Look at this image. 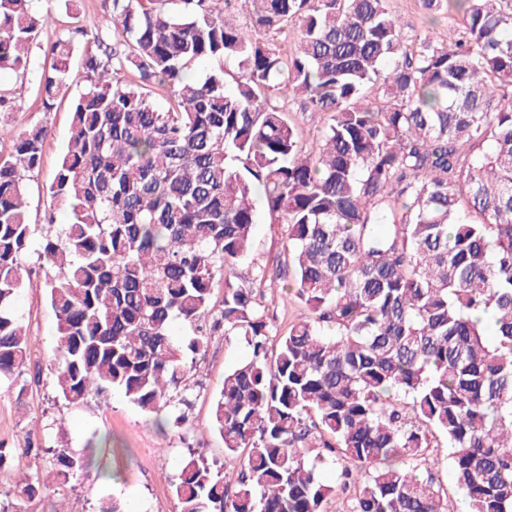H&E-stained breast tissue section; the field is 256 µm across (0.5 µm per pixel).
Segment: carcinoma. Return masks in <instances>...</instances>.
Listing matches in <instances>:
<instances>
[{
  "mask_svg": "<svg viewBox=\"0 0 512 512\" xmlns=\"http://www.w3.org/2000/svg\"><path fill=\"white\" fill-rule=\"evenodd\" d=\"M507 3L420 0L454 24L408 40L385 0H111L112 42L82 26L45 51V108L79 42L88 82L45 186L72 222L39 250L59 395L80 404L119 388L163 426L211 336L250 347L213 407L237 473L184 460L180 512H331L338 487L354 489L351 512H448L418 468L440 438L467 512H512ZM41 26L32 0H0V70L31 72ZM283 34L289 53L273 43ZM201 59L215 66L196 82L187 68ZM277 98L328 114L316 153ZM48 133L25 130L0 157V383L30 347L16 313L36 231L24 197ZM257 194L283 226L285 259L246 280L236 267ZM272 277L304 307L275 342L261 291ZM176 320L188 340L172 336ZM309 448L349 462L336 486ZM91 464L56 456L59 476Z\"/></svg>",
  "mask_w": 512,
  "mask_h": 512,
  "instance_id": "cac0c4a2",
  "label": "carcinoma"
}]
</instances>
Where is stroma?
<instances>
[{"label":"stroma","instance_id":"1","mask_svg":"<svg viewBox=\"0 0 512 512\" xmlns=\"http://www.w3.org/2000/svg\"><path fill=\"white\" fill-rule=\"evenodd\" d=\"M407 36L439 34L448 28V19L428 23L419 0H386ZM33 10L44 15L40 49L34 50L35 65H43L44 44L65 37L79 26L112 34L109 0H77L66 7L63 0H33ZM0 90L9 92L14 107L0 112V125L21 132L34 124L51 130L39 167L31 173L27 206L31 223L39 232L49 224L71 221L64 207H50L44 194L70 135L69 104L57 103L45 111L34 77L19 78L9 70L0 72ZM283 239L278 225L258 212L253 248L238 265L239 273L251 275L258 266H273L283 258ZM23 264L27 270L17 309L28 330L30 352L13 383L0 385V446L11 449L8 463L0 468V492H13L19 476H29L39 489L26 500V512H98L100 502L115 498L127 512H179L174 483L182 461L190 452L203 453L208 460L224 465V442L213 428V404L224 382L225 371L246 361L250 351L243 337L216 333L185 382L173 390L169 408L178 423L157 426L153 414L142 411L117 389L71 404L58 394L52 365L55 354L56 318L44 288L49 272L36 251H28ZM33 431L43 445L39 454H22L26 431ZM94 441L93 466L89 475L77 474L66 483L56 478L54 449L83 452ZM423 474L432 475L447 493L449 512H466L458 490L448 447H441L420 462Z\"/></svg>","mask_w":512,"mask_h":512}]
</instances>
